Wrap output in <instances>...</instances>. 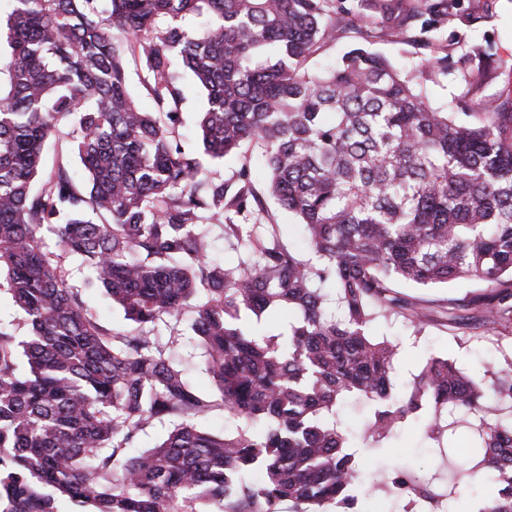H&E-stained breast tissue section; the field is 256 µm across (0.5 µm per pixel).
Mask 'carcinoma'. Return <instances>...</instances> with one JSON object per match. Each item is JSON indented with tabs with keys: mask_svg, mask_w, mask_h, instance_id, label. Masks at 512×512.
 Returning a JSON list of instances; mask_svg holds the SVG:
<instances>
[{
	"mask_svg": "<svg viewBox=\"0 0 512 512\" xmlns=\"http://www.w3.org/2000/svg\"><path fill=\"white\" fill-rule=\"evenodd\" d=\"M0 62V288L29 334L0 329V512H371L341 420L371 407L366 439L420 419L459 457V415L480 456L475 512H512V359L474 376L429 358L403 393L397 352L372 332L426 309L398 291L472 281L452 326L512 339V90L472 112L437 108L415 76L357 45L320 68L321 45L378 25L438 40L456 0H6ZM190 16L203 18L195 28ZM140 60L155 109L128 89ZM206 97L198 146L177 140L188 87ZM81 169L43 151L61 122ZM257 139L268 190L301 224L313 258L231 214L256 198L200 179V156ZM207 223L243 245L207 260ZM60 252L88 269L126 328L112 333L67 285ZM288 319L258 334L242 313ZM192 315L212 381L200 392L156 327ZM217 407L237 431L194 424ZM177 420L130 456L155 422ZM389 492L428 512L442 500L400 469Z\"/></svg>",
	"mask_w": 512,
	"mask_h": 512,
	"instance_id": "carcinoma-1",
	"label": "carcinoma"
}]
</instances>
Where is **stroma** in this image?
Here are the masks:
<instances>
[{
  "mask_svg": "<svg viewBox=\"0 0 512 512\" xmlns=\"http://www.w3.org/2000/svg\"><path fill=\"white\" fill-rule=\"evenodd\" d=\"M475 15V22H468V15ZM367 47L389 59L395 66L410 70L413 65L430 55L447 56L452 69L444 73L430 71L419 78L429 100L437 106L456 99L462 109L483 99L512 89V72L500 69L490 73L481 86L475 87L464 81L459 63L466 52L480 47L495 53L496 57L512 61V0H457L440 29V40L435 49H428L405 42L402 36L389 31H374ZM261 150L257 144L246 145L237 158L230 160H204L201 178L224 181L229 191H237L243 183V170L252 173L251 189L261 202V223L280 225L281 240L300 254H307L302 228L296 218L282 209L270 196L260 164ZM63 264L72 287L81 289L85 301L99 323L110 330L125 326L121 311L112 306L102 291L86 287L87 272L79 261L67 258ZM403 293L423 300L430 311V320L423 328H415L402 318L393 316L377 319L373 332L388 339L398 349L396 382L404 386L418 374L424 362L434 355H444L459 367L472 374H482L485 366L501 362L504 354L512 352V342L498 339L484 328L458 329L450 326L444 315L449 301L463 304L482 293L478 284L458 283L447 288H413L403 286ZM164 340L172 344L173 355L181 359L190 379L201 391H208L210 380L202 367L201 350L191 338L187 320H180L174 327H161ZM369 418V410L361 403L350 401L342 410L345 428L354 437V447L363 471L373 474L376 481H383L386 470L384 461H392L396 467L416 477L433 479L437 487L455 486L459 505H466L472 493L467 478L457 461L445 458L439 449L433 448L418 421L403 424L389 441L385 451H378L362 438Z\"/></svg>",
  "mask_w": 512,
  "mask_h": 512,
  "instance_id": "35a3bbf8",
  "label": "stroma"
}]
</instances>
